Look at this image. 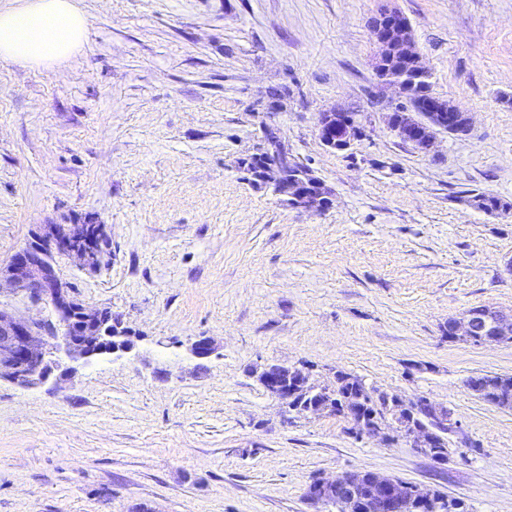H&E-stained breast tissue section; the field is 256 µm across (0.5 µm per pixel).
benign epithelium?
I'll return each mask as SVG.
<instances>
[{"instance_id": "1", "label": "benign epithelium", "mask_w": 512, "mask_h": 512, "mask_svg": "<svg viewBox=\"0 0 512 512\" xmlns=\"http://www.w3.org/2000/svg\"><path fill=\"white\" fill-rule=\"evenodd\" d=\"M371 32L378 47L374 69L381 73L382 56L391 46L404 57L415 62L419 71H425L416 50L408 20L398 11H383L371 23ZM441 98L427 103L428 115L437 119L436 127H448L450 134H464L470 127V117L453 104L448 111L455 117L445 119L436 111ZM318 135L331 149H346L360 135L350 113L334 109L321 113ZM278 193L286 194L289 201L306 208L324 210L331 200L307 191L295 180L279 184ZM101 224H43L31 235V240L11 257L6 269V281L15 292L28 295L33 301L51 306L58 325L43 320L16 319L0 312V379L21 388H32L48 380L54 368L50 342L64 347L75 360H89L96 356L129 350L128 339L112 335V328H103L99 310L89 308L71 295L57 276L53 260L57 254L74 255L84 266L95 268L99 263ZM448 338L461 339L476 345L512 341V314H504L487 307L473 308L460 319L448 322ZM303 373L280 365L263 369L261 384L273 397L282 401L291 399ZM432 417L453 432L448 410L424 399ZM345 418L353 425L352 431L370 438L388 440L384 424L400 431L419 453L430 455L433 435L413 426L400 414L389 411L387 419L380 421L376 414H364L356 399L347 402ZM432 456V455H430ZM432 460L446 462V455L435 454ZM306 497L316 504L334 505L337 512H441L442 502L430 490L374 471H365V483L349 479L344 473L334 479H316L308 487Z\"/></svg>"}]
</instances>
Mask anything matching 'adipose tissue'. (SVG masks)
<instances>
[{
	"instance_id": "1",
	"label": "adipose tissue",
	"mask_w": 512,
	"mask_h": 512,
	"mask_svg": "<svg viewBox=\"0 0 512 512\" xmlns=\"http://www.w3.org/2000/svg\"><path fill=\"white\" fill-rule=\"evenodd\" d=\"M87 26L75 0H24L19 7L0 9V59L53 67L81 52Z\"/></svg>"
}]
</instances>
